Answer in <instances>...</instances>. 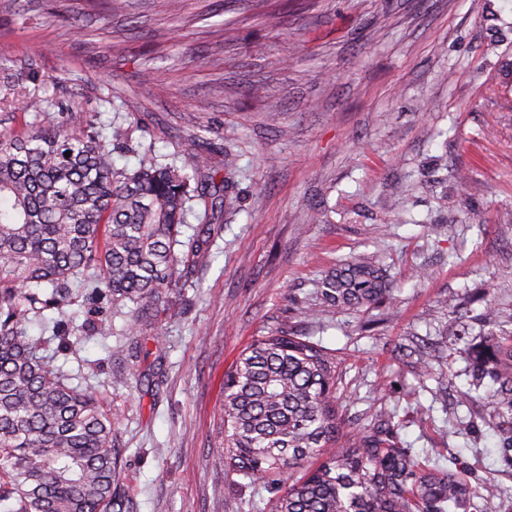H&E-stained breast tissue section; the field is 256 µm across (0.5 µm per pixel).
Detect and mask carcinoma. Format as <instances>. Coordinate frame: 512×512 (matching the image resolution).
Masks as SVG:
<instances>
[{"instance_id":"cac0c4a2","label":"carcinoma","mask_w":512,"mask_h":512,"mask_svg":"<svg viewBox=\"0 0 512 512\" xmlns=\"http://www.w3.org/2000/svg\"><path fill=\"white\" fill-rule=\"evenodd\" d=\"M35 83L28 110L57 106L34 68L0 67V95ZM221 169L198 151L164 163L145 156L133 170L112 163V143L71 105L50 127L33 123L0 133V512H121L117 413L44 354L28 335L47 310L84 315L82 330L106 300L130 335H146L177 286L178 267L207 258L213 221L233 204L238 155ZM205 224L188 243L181 227L195 207ZM392 280L376 255H360L318 281L321 307L371 313L385 306ZM56 351L81 337L56 329ZM414 373L448 382L433 343L407 337ZM474 385L490 377L503 416L512 420V333L473 353ZM336 350L281 324L246 346L224 373L223 457L229 473L259 485L269 512H471L457 474L403 445L394 413L344 433L336 407ZM302 469L293 482L285 474Z\"/></svg>"}]
</instances>
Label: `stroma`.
<instances>
[{
  "label": "stroma",
  "mask_w": 512,
  "mask_h": 512,
  "mask_svg": "<svg viewBox=\"0 0 512 512\" xmlns=\"http://www.w3.org/2000/svg\"><path fill=\"white\" fill-rule=\"evenodd\" d=\"M183 3L175 13L168 0L113 11L105 0H0V62L34 65L56 101L95 115L121 140L116 168L235 134L237 201L206 261L182 268L156 324L161 345L134 360L115 353L131 338L107 308L111 335L55 356L120 416L125 512H260L254 488L222 464L221 383L282 321L337 351L348 426L395 410L406 447L460 472L479 512H512V451L497 435L508 420L490 386L463 398L473 389L467 349L512 314V0L482 13L471 0ZM32 88L0 103V132L59 120L26 111ZM314 207L322 223H307ZM473 209L487 223H468ZM375 251L393 280L386 307L322 311V275ZM420 267L429 281L412 278ZM442 300L447 311H436ZM412 331L444 344L446 398L403 359ZM489 482L499 492L487 502Z\"/></svg>",
  "instance_id": "obj_1"
}]
</instances>
